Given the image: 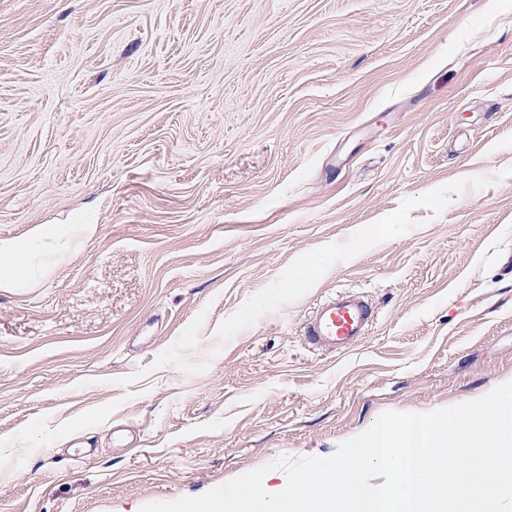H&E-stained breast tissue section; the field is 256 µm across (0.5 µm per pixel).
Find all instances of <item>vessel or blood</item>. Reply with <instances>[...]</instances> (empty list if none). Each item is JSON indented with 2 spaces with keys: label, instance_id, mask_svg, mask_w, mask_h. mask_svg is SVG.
<instances>
[{
  "label": "vessel or blood",
  "instance_id": "obj_1",
  "mask_svg": "<svg viewBox=\"0 0 512 512\" xmlns=\"http://www.w3.org/2000/svg\"><path fill=\"white\" fill-rule=\"evenodd\" d=\"M375 309L366 296L341 292L316 303L303 327L306 341L328 353L345 351L366 335Z\"/></svg>",
  "mask_w": 512,
  "mask_h": 512
}]
</instances>
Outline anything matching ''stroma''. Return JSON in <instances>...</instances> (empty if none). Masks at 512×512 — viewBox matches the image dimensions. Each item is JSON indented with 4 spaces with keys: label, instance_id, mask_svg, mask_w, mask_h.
I'll return each instance as SVG.
<instances>
[{
    "label": "stroma",
    "instance_id": "35a3bbf8",
    "mask_svg": "<svg viewBox=\"0 0 512 512\" xmlns=\"http://www.w3.org/2000/svg\"><path fill=\"white\" fill-rule=\"evenodd\" d=\"M0 239V512H140L482 398L512 0H0ZM343 289L376 323L309 350ZM20 258L19 247L12 242L4 241L0 239V288H14L18 280L12 273L4 274L2 271L3 266H9L15 268L16 263ZM374 320L375 309L366 296L335 293L312 307L302 335L314 348L327 353L343 352L366 335Z\"/></svg>",
    "mask_w": 512,
    "mask_h": 512
}]
</instances>
